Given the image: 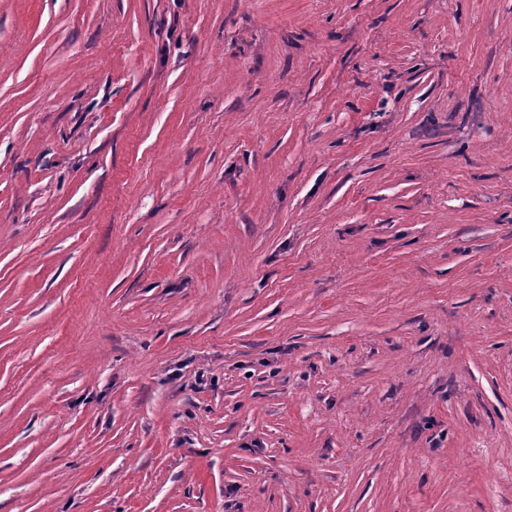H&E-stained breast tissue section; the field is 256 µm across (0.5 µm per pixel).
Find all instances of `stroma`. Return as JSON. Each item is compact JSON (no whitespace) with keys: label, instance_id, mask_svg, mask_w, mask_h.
<instances>
[{"label":"stroma","instance_id":"35a3bbf8","mask_svg":"<svg viewBox=\"0 0 512 512\" xmlns=\"http://www.w3.org/2000/svg\"><path fill=\"white\" fill-rule=\"evenodd\" d=\"M0 512H512V0H0Z\"/></svg>","mask_w":512,"mask_h":512}]
</instances>
